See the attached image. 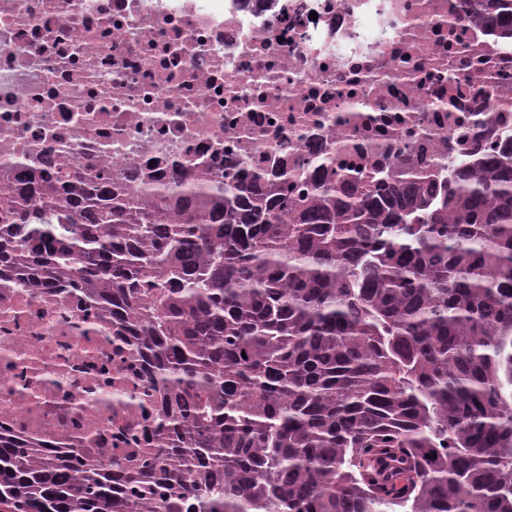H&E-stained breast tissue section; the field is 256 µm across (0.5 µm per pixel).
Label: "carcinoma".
I'll return each mask as SVG.
<instances>
[{
  "label": "carcinoma",
  "instance_id": "1",
  "mask_svg": "<svg viewBox=\"0 0 512 512\" xmlns=\"http://www.w3.org/2000/svg\"><path fill=\"white\" fill-rule=\"evenodd\" d=\"M440 169L1 183L0 288L110 317L158 409L131 462L0 428V512H512V140Z\"/></svg>",
  "mask_w": 512,
  "mask_h": 512
}]
</instances>
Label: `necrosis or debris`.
Wrapping results in <instances>:
<instances>
[{
    "instance_id": "obj_1",
    "label": "necrosis or debris",
    "mask_w": 512,
    "mask_h": 512,
    "mask_svg": "<svg viewBox=\"0 0 512 512\" xmlns=\"http://www.w3.org/2000/svg\"><path fill=\"white\" fill-rule=\"evenodd\" d=\"M474 0H0V182L33 169L435 172L512 137V54ZM111 319L0 289V426L110 459L155 394Z\"/></svg>"
}]
</instances>
